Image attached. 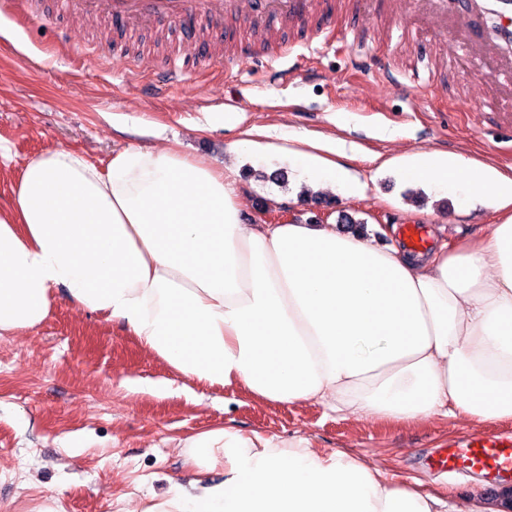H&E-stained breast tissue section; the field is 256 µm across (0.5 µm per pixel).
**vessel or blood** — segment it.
<instances>
[{
    "mask_svg": "<svg viewBox=\"0 0 512 512\" xmlns=\"http://www.w3.org/2000/svg\"><path fill=\"white\" fill-rule=\"evenodd\" d=\"M33 18L57 15L64 20L91 17L114 25L117 37H105L112 54L129 53L145 27H153L156 54L146 55L148 68L168 82H179L181 46L196 53L207 68L224 59V24L245 26L248 36L236 44L238 58L253 57L256 39L269 40L272 54L285 51L277 35L299 14L311 12L313 0H25ZM397 30L400 38L448 42V67L477 63L484 88L482 111L498 112L512 128V0H404ZM437 466L450 473H482L496 479L512 474V436L486 434L461 438L439 457Z\"/></svg>",
    "mask_w": 512,
    "mask_h": 512,
    "instance_id": "b4317fda",
    "label": "vessel or blood"
}]
</instances>
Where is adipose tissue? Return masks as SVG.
<instances>
[{
    "label": "adipose tissue",
    "instance_id": "obj_1",
    "mask_svg": "<svg viewBox=\"0 0 512 512\" xmlns=\"http://www.w3.org/2000/svg\"><path fill=\"white\" fill-rule=\"evenodd\" d=\"M229 151L219 166L169 147L103 168L66 147L27 159L0 212V335L37 328L61 289L198 385L382 422L512 420V174L443 151L380 157L504 216L414 253L333 224L242 222L240 157H285L313 190L363 194L341 141L254 127ZM182 448L194 479L123 512H506L388 485L305 437L221 427Z\"/></svg>",
    "mask_w": 512,
    "mask_h": 512
}]
</instances>
